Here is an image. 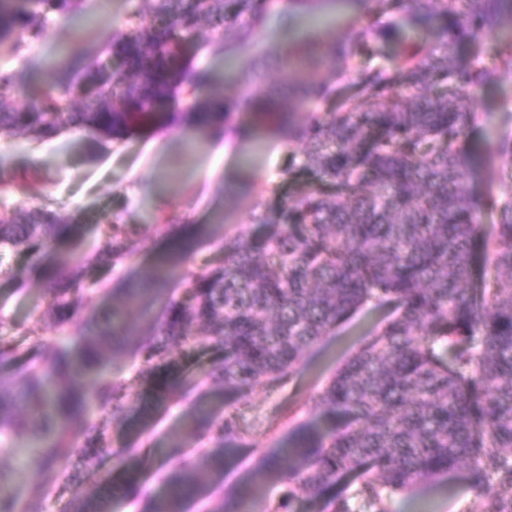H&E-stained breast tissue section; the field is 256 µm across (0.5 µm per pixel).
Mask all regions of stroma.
Listing matches in <instances>:
<instances>
[{
  "mask_svg": "<svg viewBox=\"0 0 512 512\" xmlns=\"http://www.w3.org/2000/svg\"><path fill=\"white\" fill-rule=\"evenodd\" d=\"M147 0H124L119 13L99 10L97 0H83V25L74 26L55 17L40 41L25 52L26 81L21 103L33 101L51 76L49 61L58 49L92 57L125 27L135 11L146 12ZM282 9L273 0L266 22L250 40L240 39L236 29L224 31L226 54L200 51L198 64L208 68L215 93L226 101L238 99L248 83L264 89L279 75V60L285 50L306 44L325 45L343 38L348 27L365 28L389 21L386 13L365 9L358 0H319L314 9L294 8L287 28H279ZM512 100V86L489 87L475 99L477 122L467 143L473 155L469 189L475 199H483L503 165L491 147L502 135H512V111L502 107ZM174 122L162 129L135 131L103 144H93L86 132H63L62 143L50 139L32 141L25 136L0 139V148L11 154L9 166L15 174L38 173L39 181L27 193L13 192L0 197V219L12 210L44 204L57 209L75 231L59 239L53 250L42 256L11 252L0 257V311L11 320L8 335L15 341L30 336L51 338L58 327L48 313L49 282L44 270H58L63 259L75 255L91 257L102 240L105 224H146L150 230L130 246V255L104 280L103 291L95 295L97 307H115L122 325L146 331L154 311L132 301L134 289L150 285L157 258L168 246L172 228L187 224L200 228L193 256L183 261L169 280L163 298L178 296L185 281L199 272L203 262L222 259L225 238L239 231L254 230L256 204L272 208L296 188L284 180L282 171L290 159L301 156L297 143L280 136L267 114L254 116L251 124L264 152L258 164L244 163L241 143L227 136L225 156H218L209 136L188 120L185 101H178ZM379 312L365 309L328 337L321 352L304 364L296 379L278 393L265 386L253 387L244 396L229 400L228 410L237 412L245 434L237 443L224 474L211 487L214 502L234 503L244 485L263 481L259 464L263 458L287 446L294 425L318 420L319 396L337 370L363 345L370 331L379 327ZM190 402L173 404L153 418L139 432L151 453L142 469V481L149 495L163 494L161 481L172 461L166 450L174 433H186L184 417ZM112 448L98 466L69 481L64 471H46L40 460L0 447V470L23 469L29 482L49 485L50 495L43 512H69L74 498L88 494L112 469L114 451L128 440L127 428L110 425ZM485 502L467 482L465 472L424 482L411 495L395 496L392 512H484Z\"/></svg>",
  "mask_w": 512,
  "mask_h": 512,
  "instance_id": "1",
  "label": "stroma"
}]
</instances>
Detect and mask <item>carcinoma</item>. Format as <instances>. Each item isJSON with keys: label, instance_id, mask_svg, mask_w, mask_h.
I'll return each mask as SVG.
<instances>
[{"label": "carcinoma", "instance_id": "carcinoma-1", "mask_svg": "<svg viewBox=\"0 0 512 512\" xmlns=\"http://www.w3.org/2000/svg\"><path fill=\"white\" fill-rule=\"evenodd\" d=\"M82 0H0V44L17 59L43 36L51 16L70 17ZM266 0H151L148 13L112 38L102 56L54 65L40 97L18 102L25 68L0 70V135L40 140L82 129L110 140L163 123L176 94L189 101L200 127L224 129V107L209 91V72L190 49L202 23L240 28L250 38L264 21ZM434 18L443 22L435 47L420 44ZM512 20V0H408V14L387 24L353 28L325 46L319 62L331 77L304 80L286 59L282 84L266 111L306 110L285 136L302 148L308 184L263 218L265 232L224 240V260L206 263L177 298L166 301L145 334L118 329L112 311L96 329L66 334L89 307L90 268L62 262L51 284L61 336L25 344L1 335L0 363L20 370L0 378V433L25 444L47 469L88 463L112 451L96 408L123 422L131 409L149 418L190 397L191 426L209 447L183 457L164 475L166 492L145 512H184L209 473L224 470L243 433L236 415L197 394L206 378L226 392L257 384L284 387L323 340L363 307L388 312L383 325L319 396L329 424L301 423L281 455L262 460L263 477L280 488L264 500L260 487L239 493L233 512H293L298 498L316 499L341 479L354 493L338 495L327 512H390L392 497L464 469L485 497V512H512V166L490 188L497 214L478 236L479 206L468 189L470 154L463 146L477 120L478 91L512 84V39L497 32ZM415 28L389 66L363 59ZM327 102L330 111L310 108ZM64 231L54 209L19 208L0 221V256L53 248ZM137 224H108L97 265L110 270L129 255ZM176 240L160 259L167 275L193 251ZM213 353L204 378L185 375L199 343ZM135 360L130 377L104 379L108 356ZM144 458L137 439L115 455L120 489L143 497ZM0 470V512H42L50 488ZM112 481L77 499L72 512H106Z\"/></svg>", "mask_w": 512, "mask_h": 512}]
</instances>
